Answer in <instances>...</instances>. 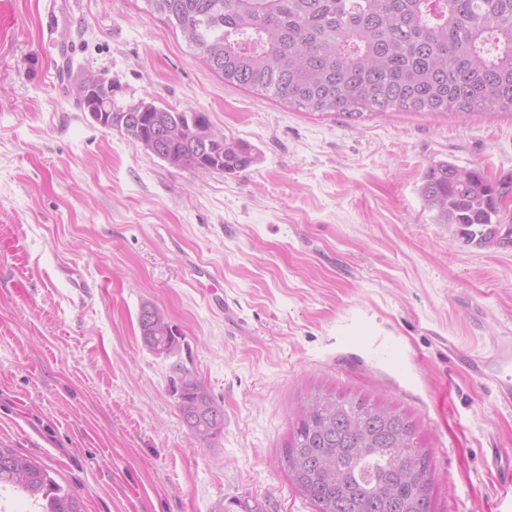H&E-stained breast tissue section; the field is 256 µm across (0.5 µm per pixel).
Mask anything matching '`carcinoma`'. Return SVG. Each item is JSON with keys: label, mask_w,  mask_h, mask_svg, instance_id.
<instances>
[{"label": "carcinoma", "mask_w": 512, "mask_h": 512, "mask_svg": "<svg viewBox=\"0 0 512 512\" xmlns=\"http://www.w3.org/2000/svg\"><path fill=\"white\" fill-rule=\"evenodd\" d=\"M197 50L224 83L272 96L310 114L348 122L390 110L465 116L512 112V0H145ZM104 88L78 95L83 111L102 117L136 144L162 129L159 159L176 169L234 173L257 161L248 142L211 132L209 149L191 135L211 128L204 112L137 106L102 112ZM479 167L448 161L428 167L420 194L438 224H465L483 246L496 197ZM141 338L171 354L178 336L164 311L146 304ZM178 409L196 439L224 432V411L201 383L184 380ZM293 486L315 512H434L432 471L415 423L403 412L364 398L315 390L306 394L286 445ZM0 478L40 503L41 512H84L79 496L51 471L0 448Z\"/></svg>", "instance_id": "1"}]
</instances>
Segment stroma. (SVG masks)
Returning a JSON list of instances; mask_svg holds the SVG:
<instances>
[{
  "label": "stroma",
  "instance_id": "35a3bbf8",
  "mask_svg": "<svg viewBox=\"0 0 512 512\" xmlns=\"http://www.w3.org/2000/svg\"><path fill=\"white\" fill-rule=\"evenodd\" d=\"M47 14L78 46L62 94ZM90 72L117 105L206 113L257 162L170 168L78 107ZM441 161L512 181V114L349 124L225 84L145 0H0V447L86 512H313L283 456L322 388L415 421L435 512H512V405L463 364L512 343V244L435 222L418 188ZM146 304L178 352L144 346ZM185 377L224 410L211 443L181 418Z\"/></svg>",
  "mask_w": 512,
  "mask_h": 512
}]
</instances>
